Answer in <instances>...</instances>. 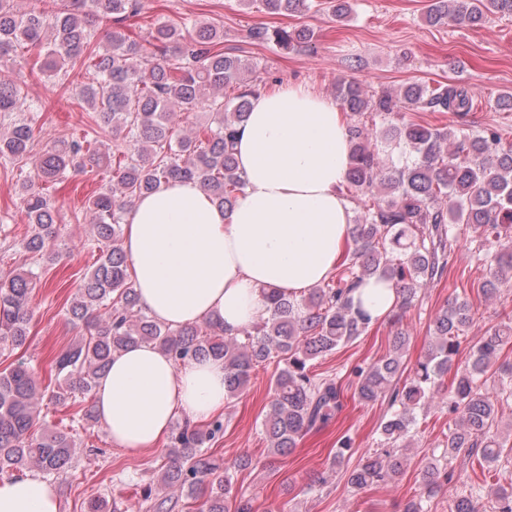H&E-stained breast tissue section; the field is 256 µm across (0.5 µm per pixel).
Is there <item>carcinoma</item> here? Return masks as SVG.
<instances>
[{
    "mask_svg": "<svg viewBox=\"0 0 512 512\" xmlns=\"http://www.w3.org/2000/svg\"><path fill=\"white\" fill-rule=\"evenodd\" d=\"M48 1L56 7H39ZM239 4L282 16L317 7L334 22L352 12L349 0ZM136 13L137 0H29L26 7L20 0H0V60L15 61L9 74L0 77V115L39 111L25 93L28 75L18 60L19 49L38 47L43 50L39 70L49 78L67 75L77 64L87 68L91 81L76 86L78 97L96 112L99 125L129 146L114 153L86 139L58 138L36 156L30 123L19 120L0 128V160L33 166L34 175L20 183L18 196L30 227L23 247L35 257L51 263L59 258L57 209L43 184L61 181L72 167L89 164L112 171L109 183L87 201L99 257L67 309L69 323L82 333L50 358L43 382L22 362L0 371V473H68L77 453L74 429L39 428L38 402L67 406L88 398L112 356L142 343L165 350L178 365L204 357L224 361L229 398L246 390L257 366L275 364L263 433L267 456L287 455L343 408L336 378L311 368L369 329L370 315L351 298L359 283L373 277L394 283L399 313L393 321L398 322L418 291L444 271L460 237L470 232L483 254L482 291L494 294L498 285L512 280V143L497 127L467 134L403 115L407 109L466 115L474 107L471 91L454 83H412L394 94L341 79L333 97L351 116L343 191L358 211L341 271L300 297L269 293L266 316L235 335L211 320L177 328L154 320L140 303L121 247L125 214L161 184L191 179L200 180L218 206L231 210L244 188L234 140L260 87L250 85L233 98L224 97V88L242 85L253 68L219 48L224 31L218 26L196 22L179 28L156 21L143 43L123 29ZM95 18L114 24L98 52L91 49ZM502 18H512V0H432L426 13L432 25L462 21L479 26ZM250 37L289 52L312 43L314 33L257 27ZM193 114L204 117L197 128L184 124ZM397 147L414 162H395L391 149ZM39 284L31 270L0 273V348L25 346L30 299ZM473 316V304L456 296L436 313L427 351L412 367L405 363L410 336L399 327L385 356L352 369L353 398L389 404L380 447L364 453L347 472L352 489L398 483L408 462L403 450L411 445L415 411L437 399L454 416L455 428L442 453L428 458L425 494L408 499L403 512H430L432 494L452 479L451 460L478 454L489 465L512 451L499 432L498 408L512 398V364L491 370L512 344V318L474 343L468 364L453 372ZM494 374L498 382L491 392L487 382ZM223 433L220 415L203 427L175 424L159 474L139 485L146 512H252L238 496L233 477L234 470L253 465L252 457L226 464L204 450ZM488 496L495 512H512V486L492 488ZM479 500L471 493L460 495L452 512H479Z\"/></svg>",
    "mask_w": 512,
    "mask_h": 512,
    "instance_id": "1",
    "label": "carcinoma"
}]
</instances>
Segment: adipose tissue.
<instances>
[{"label": "adipose tissue", "instance_id": "adipose-tissue-1", "mask_svg": "<svg viewBox=\"0 0 512 512\" xmlns=\"http://www.w3.org/2000/svg\"><path fill=\"white\" fill-rule=\"evenodd\" d=\"M346 122L336 100L291 84L252 98L235 155L245 188L231 212L198 180L170 182L125 217L122 248L150 316L178 327L206 319L227 334L266 315L265 295L302 296L342 259L352 213L339 189L349 166ZM372 318L397 302L391 283L353 293ZM224 364L175 365L151 344L112 358L94 405L115 447L153 450L176 419L201 423L224 411ZM56 486L32 477L0 483V512H59Z\"/></svg>", "mask_w": 512, "mask_h": 512}]
</instances>
